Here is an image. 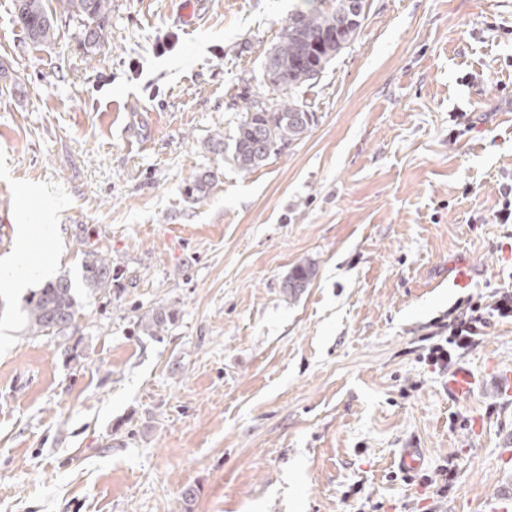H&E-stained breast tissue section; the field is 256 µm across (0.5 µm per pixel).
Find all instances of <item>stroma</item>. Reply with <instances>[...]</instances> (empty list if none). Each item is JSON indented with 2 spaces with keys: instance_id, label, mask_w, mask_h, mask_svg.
Instances as JSON below:
<instances>
[{
  "instance_id": "1",
  "label": "stroma",
  "mask_w": 512,
  "mask_h": 512,
  "mask_svg": "<svg viewBox=\"0 0 512 512\" xmlns=\"http://www.w3.org/2000/svg\"><path fill=\"white\" fill-rule=\"evenodd\" d=\"M112 0L87 52L0 0V260L80 287V345L0 286V512H488L512 498V322L448 391L426 360L469 298L512 287V0H366L297 93L317 118L240 173L212 148L299 0ZM204 198L184 193L195 177ZM104 252L111 292L82 289ZM317 273L296 297L301 261ZM469 282L453 286L458 269ZM176 310L161 336L137 317ZM77 347L76 358L66 354ZM421 469L400 471V449ZM195 497L184 502L185 488ZM315 273V266L310 262L296 264L288 273L282 288H285L289 295L296 294L309 284Z\"/></svg>"
}]
</instances>
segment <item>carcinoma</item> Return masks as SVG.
I'll return each instance as SVG.
<instances>
[{
	"mask_svg": "<svg viewBox=\"0 0 512 512\" xmlns=\"http://www.w3.org/2000/svg\"><path fill=\"white\" fill-rule=\"evenodd\" d=\"M57 6L47 7L45 0H16L14 22L35 43H49L57 38L58 14L78 20L82 26L84 45L91 51L103 44L109 35L108 20L112 0H55ZM311 7L297 9L282 25L279 40L272 51L282 67L283 83L270 87L281 95V103L271 112L253 100L245 106L241 122L233 135L213 137V144L224 152L243 174L260 168L269 157L295 141L301 140L316 122L315 113L295 99L296 92L316 80L327 66L344 50L348 31L341 30L343 16L350 0H306ZM336 33L335 46L322 35ZM82 283L88 291L105 293L112 288V263L96 250L83 252ZM309 262L295 265L283 282L293 295L306 287L315 276ZM82 302L72 280L59 276L32 292L26 302L27 328L37 336L72 337L79 331L78 315ZM176 311L156 306L138 316V327L147 336H159L173 324Z\"/></svg>",
	"mask_w": 512,
	"mask_h": 512,
	"instance_id": "cac0c4a2",
	"label": "carcinoma"
}]
</instances>
